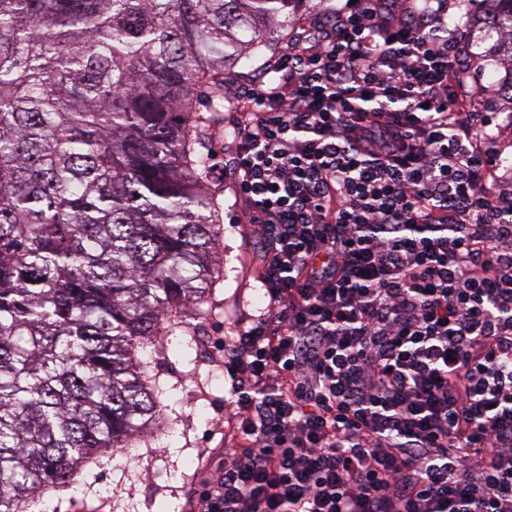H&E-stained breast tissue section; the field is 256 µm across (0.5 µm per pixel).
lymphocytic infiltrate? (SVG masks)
Masks as SVG:
<instances>
[{
  "label": "lymphocytic infiltrate",
  "mask_w": 512,
  "mask_h": 512,
  "mask_svg": "<svg viewBox=\"0 0 512 512\" xmlns=\"http://www.w3.org/2000/svg\"><path fill=\"white\" fill-rule=\"evenodd\" d=\"M440 0L294 37L227 132L263 308L193 512H512V189Z\"/></svg>",
  "instance_id": "1"
}]
</instances>
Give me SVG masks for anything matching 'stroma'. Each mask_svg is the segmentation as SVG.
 <instances>
[{"instance_id":"1","label":"stroma","mask_w":512,"mask_h":512,"mask_svg":"<svg viewBox=\"0 0 512 512\" xmlns=\"http://www.w3.org/2000/svg\"><path fill=\"white\" fill-rule=\"evenodd\" d=\"M448 22L469 34L472 72L470 87L480 90L486 111L511 112L512 100L501 93L508 68L498 36H486L482 24L491 11L490 0H447ZM223 226L224 278L215 286L199 332L200 346L183 358V336L166 339V356L152 357L150 368L170 408L164 427L153 440L139 446L128 465L100 458L85 472L79 490L55 494L50 512H150L151 503L166 512H190L188 493L197 475L216 467L224 451L235 444L234 423L224 405L225 378L210 349L214 335H230L258 307V280L262 274L259 242L243 226L242 210L232 182L211 178Z\"/></svg>"}]
</instances>
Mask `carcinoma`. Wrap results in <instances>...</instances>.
<instances>
[{
  "mask_svg": "<svg viewBox=\"0 0 512 512\" xmlns=\"http://www.w3.org/2000/svg\"><path fill=\"white\" fill-rule=\"evenodd\" d=\"M295 2L0 0V512L160 430L144 350L192 348L224 276L225 75L270 65Z\"/></svg>",
  "mask_w": 512,
  "mask_h": 512,
  "instance_id": "carcinoma-1",
  "label": "carcinoma"
}]
</instances>
